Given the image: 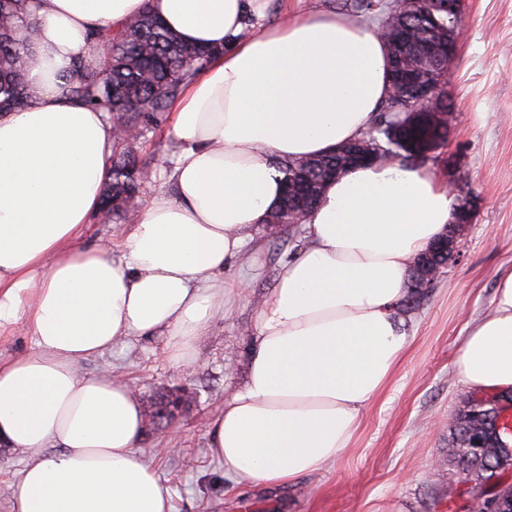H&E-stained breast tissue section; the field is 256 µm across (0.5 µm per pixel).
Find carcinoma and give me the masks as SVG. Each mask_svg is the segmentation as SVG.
<instances>
[{
	"label": "carcinoma",
	"instance_id": "carcinoma-1",
	"mask_svg": "<svg viewBox=\"0 0 512 512\" xmlns=\"http://www.w3.org/2000/svg\"><path fill=\"white\" fill-rule=\"evenodd\" d=\"M38 0H0V112L20 110L29 105L26 74L37 64L32 50L21 53L18 31L25 30V44L36 41L35 12ZM342 9L362 16L389 10L382 26L388 31V48L392 73L388 98L374 117L370 128L381 146L392 156H401L404 147L394 145L386 134L398 79L403 75L445 82L447 72L440 67L420 66L426 47L444 41V35L460 25V16L438 11L428 14L415 6L398 14L378 0H343ZM102 48V57L95 67L81 63L72 65L59 76L64 98L93 109L117 115V123L138 129L136 118H148L170 109L174 100L194 75L218 53L214 48H196L184 44L178 36L150 15H139L118 29L94 33ZM450 112L451 104L442 99L424 106L416 97L407 99L403 112ZM338 156L329 153L320 157L294 159L277 164L283 174L285 194L281 204L268 215L267 222L292 224L297 219L296 206L304 203L310 211L320 199L323 188L332 180ZM143 168L136 159L132 143L114 139L112 171L106 184L101 211L116 219L130 221L129 206L140 194ZM451 452L473 455L479 446L482 454L497 458L512 469V448L504 447L502 436L494 434V426L473 408L465 405L450 426Z\"/></svg>",
	"mask_w": 512,
	"mask_h": 512
}]
</instances>
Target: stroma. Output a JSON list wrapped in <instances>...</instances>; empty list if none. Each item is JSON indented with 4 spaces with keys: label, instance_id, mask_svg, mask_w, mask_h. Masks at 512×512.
Masks as SVG:
<instances>
[{
    "label": "stroma",
    "instance_id": "1",
    "mask_svg": "<svg viewBox=\"0 0 512 512\" xmlns=\"http://www.w3.org/2000/svg\"><path fill=\"white\" fill-rule=\"evenodd\" d=\"M464 37L448 67L446 142L421 165L475 216L459 254L402 313L414 333L388 391L361 416L351 448L295 484L268 487L230 475L210 452V423L241 385L256 305L305 244L301 225L252 227L225 280L244 279L229 315L198 337L193 367L169 359L163 338H128L83 364L84 375L121 377L143 406L190 380L196 399L171 428L145 427L137 455L168 491L171 512H455L463 475L449 454V426L469 388L454 371L466 322L489 309L496 272L512 263V0H461ZM170 115L143 121L135 144L143 195L169 188L175 150Z\"/></svg>",
    "mask_w": 512,
    "mask_h": 512
}]
</instances>
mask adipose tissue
I'll use <instances>...</instances> for the list:
<instances>
[{
  "instance_id": "obj_1",
  "label": "adipose tissue",
  "mask_w": 512,
  "mask_h": 512,
  "mask_svg": "<svg viewBox=\"0 0 512 512\" xmlns=\"http://www.w3.org/2000/svg\"><path fill=\"white\" fill-rule=\"evenodd\" d=\"M267 0H39L29 105L0 113V335L34 348L0 362V442L24 458L11 512H170L136 455L143 408L112 373L81 365L131 336L174 361L229 313L222 273L283 184L274 162L357 138L388 92L379 31L315 12L245 33ZM219 54L172 108V191L147 197L118 240L84 229L109 178L113 125L64 99L57 72L95 66L97 30L142 12ZM455 208L447 185L396 163L351 168L306 217V244L257 310L246 379L212 422L210 450L235 476L285 485L349 448L414 336L398 315L412 260ZM477 390L512 389V265L472 318L454 362Z\"/></svg>"
}]
</instances>
